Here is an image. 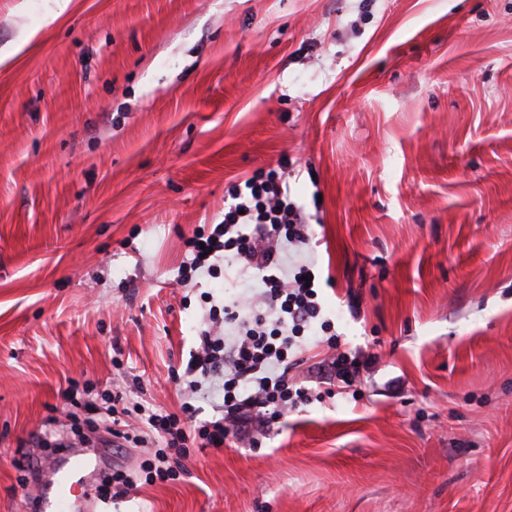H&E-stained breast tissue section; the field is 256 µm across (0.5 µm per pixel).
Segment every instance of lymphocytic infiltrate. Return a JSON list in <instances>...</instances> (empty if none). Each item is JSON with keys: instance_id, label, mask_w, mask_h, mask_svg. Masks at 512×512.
<instances>
[{"instance_id": "lymphocytic-infiltrate-1", "label": "lymphocytic infiltrate", "mask_w": 512, "mask_h": 512, "mask_svg": "<svg viewBox=\"0 0 512 512\" xmlns=\"http://www.w3.org/2000/svg\"><path fill=\"white\" fill-rule=\"evenodd\" d=\"M230 197L223 221L188 242L193 254L189 272L221 258L250 271L256 287L253 296L225 302L223 335L203 330L201 350L186 368L193 390L199 386V377L218 370L224 373L218 415L197 427L193 435L212 447L231 437L253 441L289 405L311 401L309 388L290 383L288 373L298 363L304 341L322 336L331 349L337 341L334 322L322 314L317 286L304 282L309 267L300 266L290 276L283 270L281 244L300 246L308 241L303 206L291 199L272 170L239 182ZM149 425L169 437L146 469L148 477L164 481L173 476V459L183 454L190 435L170 414L152 415Z\"/></svg>"}]
</instances>
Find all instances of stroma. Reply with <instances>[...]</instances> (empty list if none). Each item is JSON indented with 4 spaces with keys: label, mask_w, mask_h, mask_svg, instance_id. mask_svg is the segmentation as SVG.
Here are the masks:
<instances>
[{
    "label": "stroma",
    "mask_w": 512,
    "mask_h": 512,
    "mask_svg": "<svg viewBox=\"0 0 512 512\" xmlns=\"http://www.w3.org/2000/svg\"><path fill=\"white\" fill-rule=\"evenodd\" d=\"M4 53L0 512L87 441L95 512H512V0H0ZM261 169L310 218L286 271L371 360L148 482L149 415H214L183 373L242 283L182 280L186 241Z\"/></svg>",
    "instance_id": "stroma-1"
}]
</instances>
